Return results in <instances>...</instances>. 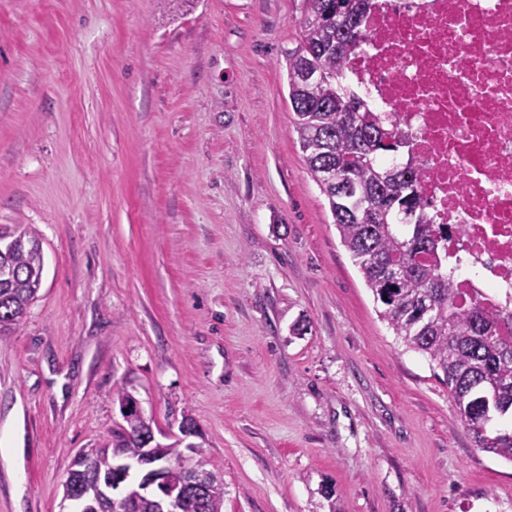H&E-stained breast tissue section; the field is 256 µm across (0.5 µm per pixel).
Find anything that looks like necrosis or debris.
Masks as SVG:
<instances>
[{"label":"necrosis or debris","mask_w":512,"mask_h":512,"mask_svg":"<svg viewBox=\"0 0 512 512\" xmlns=\"http://www.w3.org/2000/svg\"><path fill=\"white\" fill-rule=\"evenodd\" d=\"M348 71L408 135L452 285L512 330V0H377Z\"/></svg>","instance_id":"4bbe7bcc"}]
</instances>
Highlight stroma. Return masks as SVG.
Returning a JSON list of instances; mask_svg holds the SVG:
<instances>
[{"label":"stroma","mask_w":512,"mask_h":512,"mask_svg":"<svg viewBox=\"0 0 512 512\" xmlns=\"http://www.w3.org/2000/svg\"><path fill=\"white\" fill-rule=\"evenodd\" d=\"M306 0H0V229L43 285L0 339V512H61L130 392L223 512H512L397 340L303 161Z\"/></svg>","instance_id":"stroma-1"}]
</instances>
